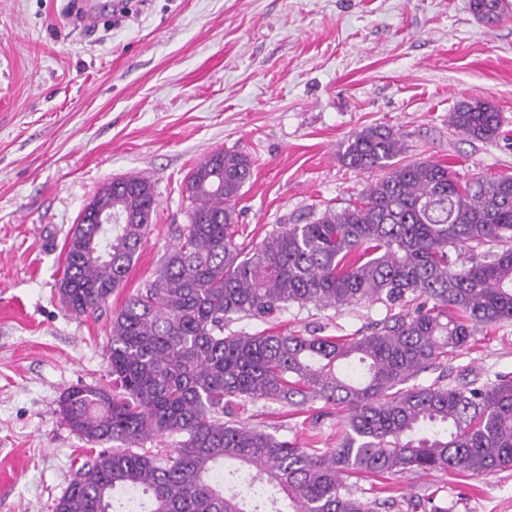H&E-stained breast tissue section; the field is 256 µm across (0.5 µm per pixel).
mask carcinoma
<instances>
[{"instance_id": "obj_1", "label": "carcinoma", "mask_w": 512, "mask_h": 512, "mask_svg": "<svg viewBox=\"0 0 512 512\" xmlns=\"http://www.w3.org/2000/svg\"><path fill=\"white\" fill-rule=\"evenodd\" d=\"M471 9L484 21L505 15L504 0H471ZM448 123L489 142L502 116L471 99ZM405 151L388 127L354 133L343 163L383 176L359 201L248 245L235 240V204L249 158L216 151L194 168L189 224L112 317V388L62 396L73 431L117 447L79 468L53 512H264L281 494L288 512H378L395 500L356 495L350 477L512 469V375L409 384L468 346L477 327L512 322V176L462 184L440 163H395ZM94 202L136 220L108 233L79 216L59 282L74 315L121 287L157 208L139 174L112 181ZM412 299L420 303L409 309ZM362 300L394 311L363 336L224 334L234 316L266 320L291 304ZM317 400L345 412L337 446L323 453L224 420L242 402ZM161 435L180 440L165 455L138 451ZM403 502L407 512H450L434 496Z\"/></svg>"}]
</instances>
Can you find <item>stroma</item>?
<instances>
[{
	"label": "stroma",
	"instance_id": "1",
	"mask_svg": "<svg viewBox=\"0 0 512 512\" xmlns=\"http://www.w3.org/2000/svg\"><path fill=\"white\" fill-rule=\"evenodd\" d=\"M0 0V512H52L95 444L63 419L74 386L112 385L109 323L188 223L185 181L214 151L252 161L238 242L356 201L376 175L346 167L347 139L388 126L402 162L461 182L512 175V16L490 25L469 0ZM94 22H86V14ZM501 113L500 137L448 124L458 102ZM147 176L157 208L121 288L82 316L58 286L66 242L102 187ZM379 302L289 306L275 330L369 333ZM450 376L512 375V323L479 327ZM237 420L306 448L337 440L338 409L249 403ZM368 498L437 493L452 512H512V470L363 477Z\"/></svg>",
	"mask_w": 512,
	"mask_h": 512
}]
</instances>
